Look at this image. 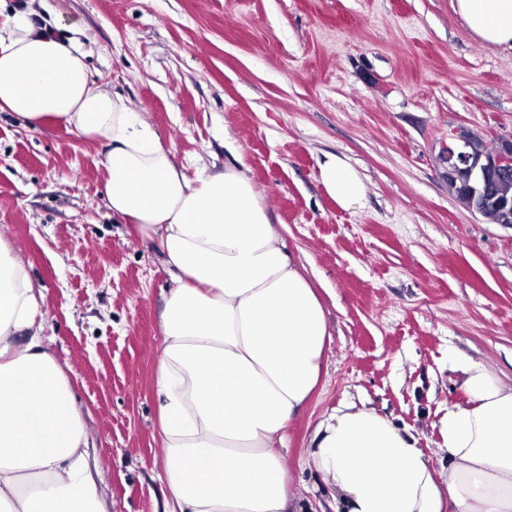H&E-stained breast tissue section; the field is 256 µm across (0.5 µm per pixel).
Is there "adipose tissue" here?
<instances>
[{
  "label": "adipose tissue",
  "instance_id": "1",
  "mask_svg": "<svg viewBox=\"0 0 512 512\" xmlns=\"http://www.w3.org/2000/svg\"><path fill=\"white\" fill-rule=\"evenodd\" d=\"M485 45L512 52V0H452ZM0 112L106 140L113 215L135 225L172 276L157 361L167 512H304L281 450L322 373L324 308L287 253L251 178L235 165L187 175L141 113L90 75L78 39L0 23ZM321 182L344 209L366 188L336 156ZM47 309L21 251L0 239V512H104L86 424L44 342ZM436 469L411 429L347 406L315 427L307 462L336 512H512V384L461 369Z\"/></svg>",
  "mask_w": 512,
  "mask_h": 512
}]
</instances>
